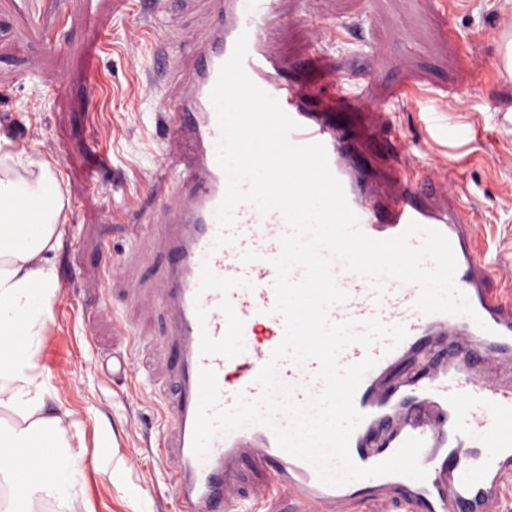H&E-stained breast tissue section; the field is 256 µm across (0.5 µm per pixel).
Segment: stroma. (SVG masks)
Segmentation results:
<instances>
[{"label": "stroma", "instance_id": "stroma-1", "mask_svg": "<svg viewBox=\"0 0 512 512\" xmlns=\"http://www.w3.org/2000/svg\"><path fill=\"white\" fill-rule=\"evenodd\" d=\"M318 8L343 23L321 62L308 59L306 28H289L284 41L310 76L335 68L376 101L396 79L421 96L450 92L433 113L400 104L397 121L429 165L455 169L464 201L481 217L480 246L512 264V82L497 70L498 43L484 38L491 27L512 30V0H320ZM90 14L101 41L89 34ZM204 23L202 0H183L171 15L155 13L151 0H0V138L36 146L69 202L51 254L67 280L56 287L40 370L52 410L82 445L87 482L76 512H176L157 457L173 379L135 397L132 382L102 374L118 353L131 354L138 373L152 370L162 357L164 317L142 310L124 286L102 294L83 283L126 259L142 285L161 275L159 249L130 257L158 203L151 186L164 181L156 165L161 100L174 89L166 78L149 88L146 69L165 25ZM45 35L61 50L47 48ZM35 68L61 81L64 93L38 100ZM91 79L101 88L94 100ZM444 127L450 136L441 135Z\"/></svg>", "mask_w": 512, "mask_h": 512}]
</instances>
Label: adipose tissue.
Returning <instances> with one entry per match:
<instances>
[{
  "mask_svg": "<svg viewBox=\"0 0 512 512\" xmlns=\"http://www.w3.org/2000/svg\"><path fill=\"white\" fill-rule=\"evenodd\" d=\"M47 201L22 243H14L17 220L0 218V405L8 404L27 416L26 429L0 430V512H28L46 500L53 512H73L83 493L84 466L80 451L60 418L46 408L39 359L41 336L55 299L54 270L49 258L66 222L61 180L39 152L0 142V214L11 208L19 183ZM24 318L27 339L22 349L2 344L16 318ZM23 448H40L56 459L53 467L34 463L28 477L5 462Z\"/></svg>",
  "mask_w": 512,
  "mask_h": 512,
  "instance_id": "1",
  "label": "adipose tissue"
}]
</instances>
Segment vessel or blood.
<instances>
[{"instance_id": "vessel-or-blood-1", "label": "vessel or blood", "mask_w": 512, "mask_h": 512, "mask_svg": "<svg viewBox=\"0 0 512 512\" xmlns=\"http://www.w3.org/2000/svg\"><path fill=\"white\" fill-rule=\"evenodd\" d=\"M206 11L201 32L175 25L163 30L167 65L179 70L181 79L165 99L167 132L157 158L167 161L183 147L189 154L143 240L147 246L163 244L170 257L166 277L151 289L130 284L141 307L161 308L168 319L160 347L175 361L161 368L174 374L178 391L163 410L159 456L177 512H246L249 503L279 488L288 489L304 512H346L351 502L369 496L420 504L427 512H493L512 475V303L491 286L500 270L476 251L477 214L462 203L455 174L425 163L395 129L390 101H371L332 69L315 81L297 77L281 48L288 24L309 30L312 52L335 41V21L323 17L311 0L297 9L289 0H206ZM243 34L246 74L295 121L293 144H323L361 230L385 239L414 220L441 231L451 244L455 282L474 316L422 313L417 285L389 278L378 292L342 268L335 279L349 298L330 312L337 322L375 316L405 328L407 336L395 348L382 339L369 348L349 345L339 355L343 366L369 354L378 359L354 396L363 420L349 452L355 464L368 467L391 456L407 438H421L418 461L425 480L389 474L323 484L309 463L278 447L273 428L262 425L218 432L206 459L192 451L200 370L215 372L222 406H232L240 393L257 398L254 378L284 334L282 317L271 312L276 277L271 260L281 252L282 215L263 216L252 205H240L239 240L214 245L215 210L227 180L216 159L221 131L210 92ZM185 47L191 50L187 64L179 55ZM341 105L357 110L381 133L390 156L363 150L357 131L339 118ZM247 250L258 252L259 261L243 264ZM317 369L313 362L299 366L289 360L278 367L298 402L322 390ZM247 458L267 466L266 479L248 488L241 473Z\"/></svg>"}]
</instances>
